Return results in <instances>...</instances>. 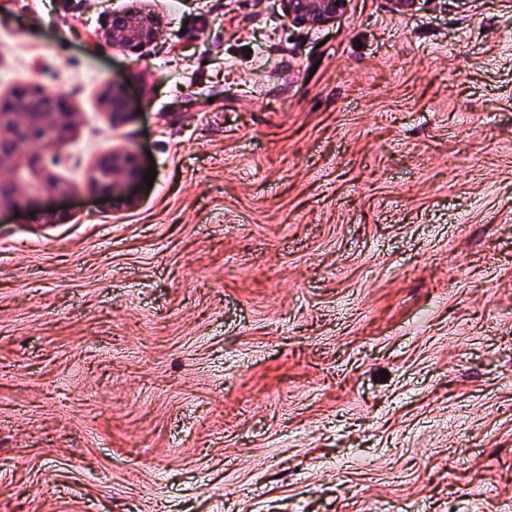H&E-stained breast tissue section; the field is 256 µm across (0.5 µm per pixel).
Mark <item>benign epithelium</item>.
I'll use <instances>...</instances> for the list:
<instances>
[{
    "mask_svg": "<svg viewBox=\"0 0 512 512\" xmlns=\"http://www.w3.org/2000/svg\"><path fill=\"white\" fill-rule=\"evenodd\" d=\"M288 21L300 27H323L334 22L347 8L348 0H282ZM104 39L136 53L159 35L155 14L140 8L113 10L101 28ZM103 108L111 122L124 119L125 101L120 91L107 87ZM74 126V109L58 95L15 92L0 100V171L9 177L0 181V207L17 205L19 185L15 174L26 170L41 175L45 153L68 142ZM138 169L129 153H108L91 176V185L102 195L114 193L119 180L133 181Z\"/></svg>",
    "mask_w": 512,
    "mask_h": 512,
    "instance_id": "1",
    "label": "benign epithelium"
}]
</instances>
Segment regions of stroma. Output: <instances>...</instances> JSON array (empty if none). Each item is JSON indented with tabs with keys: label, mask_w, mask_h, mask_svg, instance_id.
I'll return each mask as SVG.
<instances>
[{
	"label": "stroma",
	"mask_w": 512,
	"mask_h": 512,
	"mask_svg": "<svg viewBox=\"0 0 512 512\" xmlns=\"http://www.w3.org/2000/svg\"><path fill=\"white\" fill-rule=\"evenodd\" d=\"M30 85L75 121L0 208V512H512V0H0ZM288 21L300 27H323L347 8L348 0H282ZM339 2V6H336ZM101 32L113 45L136 53L156 40L159 22L155 14L144 9L113 10L106 15ZM103 108L107 113L111 122L124 119L127 112H125V101L120 91L114 86H108L103 95ZM91 176V185L102 195H113L119 180L133 181L138 169L135 158L129 153H112L104 155Z\"/></svg>",
	"instance_id": "obj_1"
}]
</instances>
